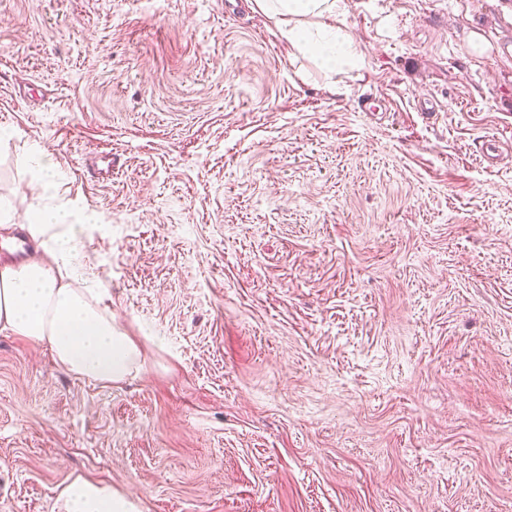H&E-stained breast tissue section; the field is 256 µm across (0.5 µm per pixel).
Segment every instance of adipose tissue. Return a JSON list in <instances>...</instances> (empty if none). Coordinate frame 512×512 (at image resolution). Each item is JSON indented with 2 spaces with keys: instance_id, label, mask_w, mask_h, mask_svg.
Returning <instances> with one entry per match:
<instances>
[{
  "instance_id": "adipose-tissue-1",
  "label": "adipose tissue",
  "mask_w": 512,
  "mask_h": 512,
  "mask_svg": "<svg viewBox=\"0 0 512 512\" xmlns=\"http://www.w3.org/2000/svg\"><path fill=\"white\" fill-rule=\"evenodd\" d=\"M280 36L331 73L361 69L363 55L346 23L345 0H253ZM39 193L30 205L25 230L39 250L27 262L0 264V333L45 345L66 372L116 384L140 357L111 309L102 306L73 267L78 236L96 223L92 212L74 214L44 198L57 186L59 166L42 152L27 156ZM61 512H137L111 484L75 476L58 496Z\"/></svg>"
}]
</instances>
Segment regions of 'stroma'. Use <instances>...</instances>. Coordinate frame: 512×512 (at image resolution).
<instances>
[{
	"mask_svg": "<svg viewBox=\"0 0 512 512\" xmlns=\"http://www.w3.org/2000/svg\"><path fill=\"white\" fill-rule=\"evenodd\" d=\"M346 7L338 95L251 0H0V197L50 153L141 352L0 333V512H512V0ZM61 512H137L134 503L105 482L81 475L70 479L58 496Z\"/></svg>",
	"mask_w": 512,
	"mask_h": 512,
	"instance_id": "1",
	"label": "stroma"
}]
</instances>
